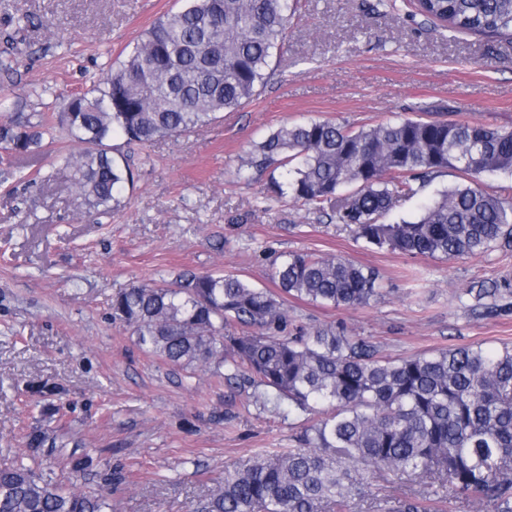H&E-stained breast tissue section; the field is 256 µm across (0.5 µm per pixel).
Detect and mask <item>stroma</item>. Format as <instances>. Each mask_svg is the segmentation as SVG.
<instances>
[{
	"label": "stroma",
	"instance_id": "1",
	"mask_svg": "<svg viewBox=\"0 0 512 512\" xmlns=\"http://www.w3.org/2000/svg\"><path fill=\"white\" fill-rule=\"evenodd\" d=\"M177 6L0 0V42H19L0 100L58 110L61 94L92 88ZM406 117L512 129V40L434 28L406 0H301L260 95L187 136L128 148L134 186L108 215L89 210L55 164L77 148L65 134L35 155L0 151V460L37 429L54 449L42 458L54 480L86 452L83 488L120 477L112 512H193L225 468L291 447L301 420L259 412L249 388L171 366L113 323V293L186 272L224 270L273 291L283 255H341L377 269L381 295L336 308L285 297L297 323L345 325L390 357L512 343V308L481 316L459 301L472 285L512 278V251L444 260L380 250L276 196L269 175L235 177L250 145L284 123ZM37 386L46 397L31 396Z\"/></svg>",
	"mask_w": 512,
	"mask_h": 512
}]
</instances>
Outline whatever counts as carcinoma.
I'll list each match as a JSON object with an SVG mask.
<instances>
[{
    "label": "carcinoma",
    "mask_w": 512,
    "mask_h": 512,
    "mask_svg": "<svg viewBox=\"0 0 512 512\" xmlns=\"http://www.w3.org/2000/svg\"><path fill=\"white\" fill-rule=\"evenodd\" d=\"M92 89L61 99L59 125L81 145L58 162L86 203L120 207L134 173L112 140L146 145L180 137L236 112L265 86L288 38L298 0H181ZM450 32L512 36V0H413ZM47 120L21 111L0 122V144L29 155ZM284 169L274 191L348 226L366 243L445 260L512 248V196L492 195L477 176H512V131L447 120L399 119L354 129L332 120L282 124L241 156L235 175ZM464 182L437 192L413 221L384 222L432 177ZM280 293L237 274L186 273L112 296V321L143 351L184 369H212L252 404L305 416L293 448L258 453L224 469L195 512H512V346L448 347L388 358L373 337L334 324L287 330L282 296L332 307L366 306L378 273L336 255L293 252L275 267ZM512 279L466 290L460 302L492 313ZM240 331L232 332L230 327ZM388 476L424 490L372 492ZM0 512H112V489L56 483L17 456L0 465Z\"/></svg>",
    "instance_id": "obj_1"
}]
</instances>
